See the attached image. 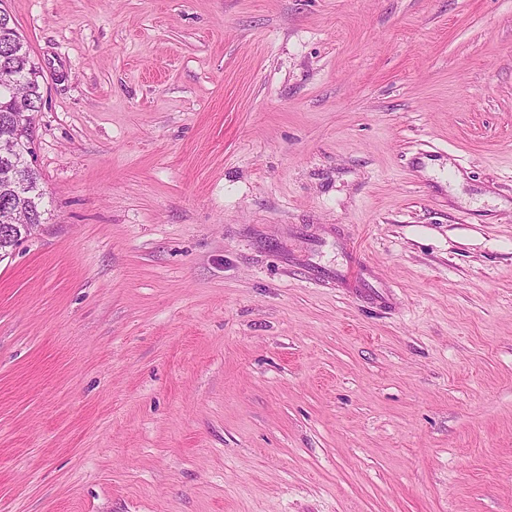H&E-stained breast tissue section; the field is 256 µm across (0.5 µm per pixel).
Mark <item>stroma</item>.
I'll list each match as a JSON object with an SVG mask.
<instances>
[{
  "label": "stroma",
  "mask_w": 512,
  "mask_h": 512,
  "mask_svg": "<svg viewBox=\"0 0 512 512\" xmlns=\"http://www.w3.org/2000/svg\"><path fill=\"white\" fill-rule=\"evenodd\" d=\"M0 5V512H512V0ZM8 69L13 77L2 71L0 83L14 87L8 90L0 84V211L7 207L21 208L26 214V224H11L13 236L23 240L31 232L32 224H43V191L40 177L28 165L30 137L38 112H41L43 95L40 91L41 71L31 59L28 46L15 28L11 16L0 10V71ZM23 98L22 108L13 104L14 94ZM13 143L14 149L2 148V143ZM28 149V150H27ZM21 168L22 187L15 190L2 176L13 168Z\"/></svg>",
  "instance_id": "1"
}]
</instances>
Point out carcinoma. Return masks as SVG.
<instances>
[{
	"instance_id": "obj_1",
	"label": "carcinoma",
	"mask_w": 512,
	"mask_h": 512,
	"mask_svg": "<svg viewBox=\"0 0 512 512\" xmlns=\"http://www.w3.org/2000/svg\"><path fill=\"white\" fill-rule=\"evenodd\" d=\"M3 68L12 73L14 87L0 85V144L11 143L13 147H0V208L18 207L25 212L26 223L40 224L43 191L39 175L28 165L27 149L43 105L41 71L11 16L0 10V70ZM17 167L21 168L23 181L19 190L5 179Z\"/></svg>"
}]
</instances>
